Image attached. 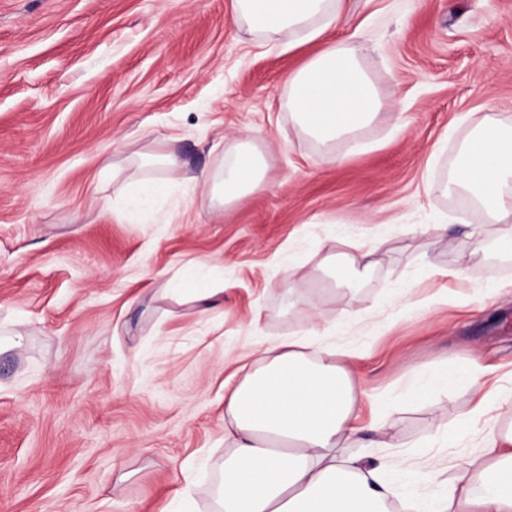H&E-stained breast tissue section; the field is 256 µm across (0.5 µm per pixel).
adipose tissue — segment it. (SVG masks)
<instances>
[{
    "label": "adipose tissue",
    "mask_w": 512,
    "mask_h": 512,
    "mask_svg": "<svg viewBox=\"0 0 512 512\" xmlns=\"http://www.w3.org/2000/svg\"><path fill=\"white\" fill-rule=\"evenodd\" d=\"M341 0H230V14L250 34L292 52L317 50L284 79V105L294 126L319 142L322 163L342 156L330 146L372 125L383 102L353 41L323 42ZM269 165L250 142L233 151L223 171L201 173L222 204L238 201L267 178ZM451 182L468 192L485 216L503 225L500 247L512 252V127L485 116L464 143ZM348 350L324 346L320 334L288 338L262 349L240 367L242 377L224 398L228 451L213 490V512H512V426H489L481 452L458 468L446 494L426 502L399 496L392 482L403 462L367 465L365 448H386V423L365 426L367 394ZM466 380L477 396L476 414H488L512 397L487 387L479 368L441 365L416 394Z\"/></svg>",
    "instance_id": "adipose-tissue-1"
}]
</instances>
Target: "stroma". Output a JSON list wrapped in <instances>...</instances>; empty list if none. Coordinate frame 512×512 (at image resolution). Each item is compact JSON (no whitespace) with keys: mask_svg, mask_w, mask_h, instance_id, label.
Wrapping results in <instances>:
<instances>
[{"mask_svg":"<svg viewBox=\"0 0 512 512\" xmlns=\"http://www.w3.org/2000/svg\"><path fill=\"white\" fill-rule=\"evenodd\" d=\"M354 35L384 110L328 166L283 106L306 52L240 31L229 0H0V512H171L187 485L210 512L239 356L325 326L356 355L362 422L392 424L367 464L431 453L432 499L479 450L468 382L408 392L444 363L512 391V255L434 189L485 113L512 123V0H343L325 38ZM248 135L269 177L220 205L196 176ZM167 142L182 169H150L165 192L125 217L127 158ZM361 241L372 267L334 286L320 249ZM192 278L223 303L181 300ZM439 429L463 435L427 448Z\"/></svg>","mask_w":512,"mask_h":512,"instance_id":"35a3bbf8","label":"stroma"}]
</instances>
